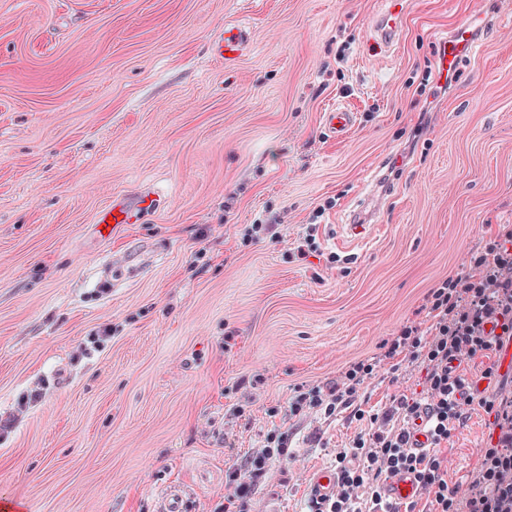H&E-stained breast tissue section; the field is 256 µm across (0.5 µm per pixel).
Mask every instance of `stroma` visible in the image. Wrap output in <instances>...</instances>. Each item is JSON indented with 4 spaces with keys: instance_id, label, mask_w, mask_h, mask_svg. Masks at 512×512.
<instances>
[{
    "instance_id": "stroma-1",
    "label": "stroma",
    "mask_w": 512,
    "mask_h": 512,
    "mask_svg": "<svg viewBox=\"0 0 512 512\" xmlns=\"http://www.w3.org/2000/svg\"><path fill=\"white\" fill-rule=\"evenodd\" d=\"M381 10L0 0V416L16 417L0 512H159L170 489L180 512H212L226 469L274 429L289 457L250 510L305 512L310 473L363 424L289 415L296 386L373 356L512 225V0H412L385 48ZM473 12L500 22L441 84L437 41ZM228 21L252 31L231 64L213 51ZM332 105L356 114L341 139ZM397 155L367 235L343 242ZM146 188L155 212L94 235L113 197ZM260 222L281 238L243 244ZM313 223L347 265L294 257ZM244 403L248 423L230 413ZM491 431L477 407L452 434L449 487L465 491Z\"/></svg>"
}]
</instances>
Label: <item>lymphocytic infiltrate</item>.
Listing matches in <instances>:
<instances>
[{
	"instance_id": "1",
	"label": "lymphocytic infiltrate",
	"mask_w": 512,
	"mask_h": 512,
	"mask_svg": "<svg viewBox=\"0 0 512 512\" xmlns=\"http://www.w3.org/2000/svg\"><path fill=\"white\" fill-rule=\"evenodd\" d=\"M423 310L428 327L403 324L378 353L349 363L336 380L296 389L291 415L330 418L345 411L370 422L336 456L339 482L329 512H512V368L499 359L512 346V225H499L471 253L465 271L430 288ZM478 357L492 363L475 377L467 365ZM408 365L422 373V392L397 391L381 411L366 410L363 385L376 369L384 366L396 375ZM474 405L490 416L493 431L461 496L448 487L445 450ZM425 408L430 447L416 453L412 430ZM287 457V437L268 434L261 448L228 468L224 499L213 512H250L260 480ZM404 470L414 473L421 488L405 507L382 497L384 483Z\"/></svg>"
}]
</instances>
